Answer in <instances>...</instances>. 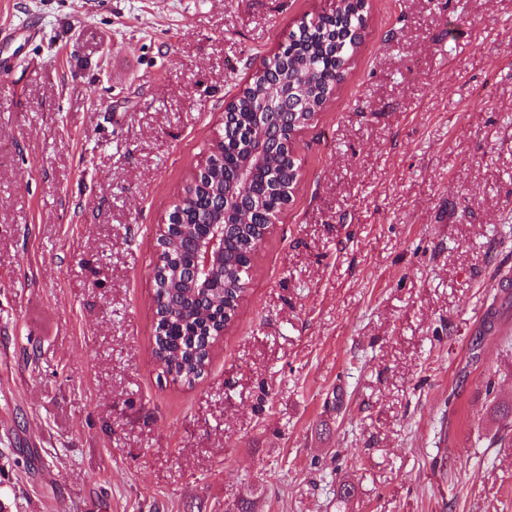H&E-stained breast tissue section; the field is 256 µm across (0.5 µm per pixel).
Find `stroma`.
I'll return each instance as SVG.
<instances>
[{"label":"stroma","mask_w":512,"mask_h":512,"mask_svg":"<svg viewBox=\"0 0 512 512\" xmlns=\"http://www.w3.org/2000/svg\"><path fill=\"white\" fill-rule=\"evenodd\" d=\"M333 6L0 0V512H512V0H368L203 375L155 360L158 224Z\"/></svg>","instance_id":"1"}]
</instances>
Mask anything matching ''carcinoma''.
I'll return each mask as SVG.
<instances>
[{"label": "carcinoma", "mask_w": 512, "mask_h": 512, "mask_svg": "<svg viewBox=\"0 0 512 512\" xmlns=\"http://www.w3.org/2000/svg\"><path fill=\"white\" fill-rule=\"evenodd\" d=\"M365 0H338L329 12L312 14L289 31L285 43L262 61L224 113L222 133L209 147L208 168L159 230L161 247L154 274L157 320L155 356L163 372L192 384L204 372L211 344L236 316L254 255L274 219L291 201L300 177L291 133L314 121L363 43ZM268 149L252 160L257 134ZM224 208V287L200 293L179 276L200 225Z\"/></svg>", "instance_id": "carcinoma-1"}]
</instances>
